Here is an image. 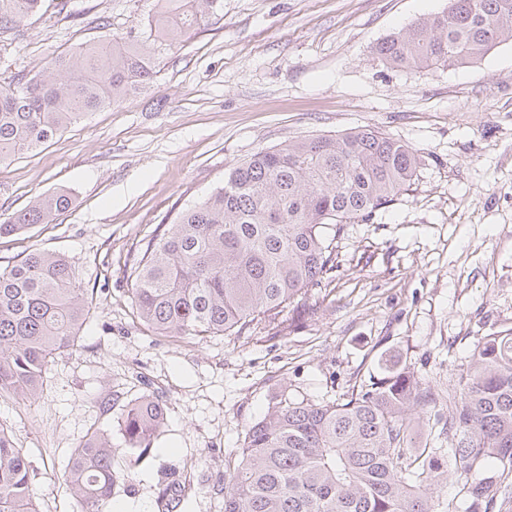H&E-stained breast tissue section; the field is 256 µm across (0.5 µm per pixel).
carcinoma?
Segmentation results:
<instances>
[{
  "instance_id": "cac0c4a2",
  "label": "carcinoma",
  "mask_w": 512,
  "mask_h": 512,
  "mask_svg": "<svg viewBox=\"0 0 512 512\" xmlns=\"http://www.w3.org/2000/svg\"><path fill=\"white\" fill-rule=\"evenodd\" d=\"M42 2L0 0V30L18 28ZM221 7L223 0H154L144 28L56 55L26 82L0 84V163L139 94L156 79L160 56L180 50L181 38ZM507 40L512 0H449L374 54L392 68L434 71L471 64ZM417 169L410 146L369 128L259 151L146 243L130 275L132 310L161 336L203 341L262 325L274 338L290 306L337 268L333 241L343 226L389 204ZM69 202L61 192L37 198L0 224V237L49 223ZM94 308L64 256L32 250L0 267V397L38 395ZM431 401L427 385L394 368L331 401L281 387L245 432L224 512H435L441 474L431 457L444 448H418L411 437L412 416ZM448 402L449 452L467 495L484 497L487 462L512 470V333L478 341ZM165 419L164 405L145 396L124 410L128 447H112L98 429L83 437L63 467L79 512H106L120 479L113 457L150 455ZM0 512H38L27 456L1 426Z\"/></svg>"
}]
</instances>
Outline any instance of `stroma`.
Segmentation results:
<instances>
[{
    "label": "stroma",
    "instance_id": "1",
    "mask_svg": "<svg viewBox=\"0 0 512 512\" xmlns=\"http://www.w3.org/2000/svg\"><path fill=\"white\" fill-rule=\"evenodd\" d=\"M221 14L164 55L141 94L89 113L35 151L0 163V224L38 196L70 205L0 238V266L40 249L72 260L96 309L32 401L0 398V427L30 461L39 512H79L62 480L91 429L120 453L113 504L126 512H224L228 462L281 386L313 400L370 384L392 366L433 392L414 418L424 446L447 389L480 337L512 330V42L435 72L386 66L375 45L448 0H223ZM153 0H55L0 32V81L123 32ZM370 127L411 146V186L345 225L338 267L273 339L161 336L135 317L130 269L161 224L229 169L288 141ZM167 409L155 453L134 461L122 413L142 395Z\"/></svg>",
    "mask_w": 512,
    "mask_h": 512
}]
</instances>
